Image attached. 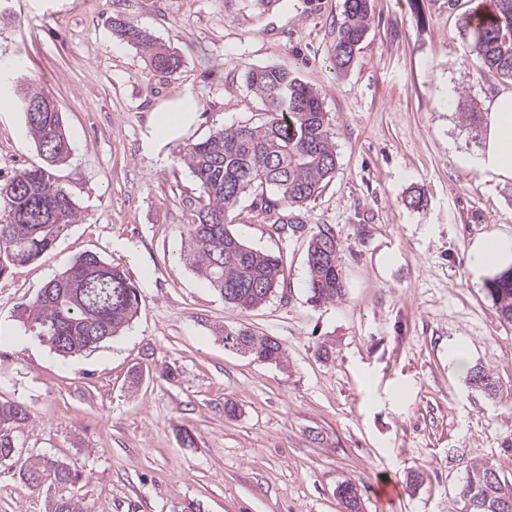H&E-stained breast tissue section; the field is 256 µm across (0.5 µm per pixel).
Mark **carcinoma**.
<instances>
[{"label":"carcinoma","instance_id":"1","mask_svg":"<svg viewBox=\"0 0 512 512\" xmlns=\"http://www.w3.org/2000/svg\"><path fill=\"white\" fill-rule=\"evenodd\" d=\"M371 15L370 0H344L332 58L336 70L346 72L363 43ZM119 32L147 55L149 67L171 74L179 56L151 34L131 23ZM460 33L471 40L479 67L512 79V0H480L460 19ZM248 89L265 107L258 124L219 128L202 141L185 145L183 153L198 182L203 202L185 225L184 260L199 271L235 308L263 305L285 282L282 256L249 247L227 225L228 213L240 199L255 194L253 207L268 223L300 224L295 211L319 194L336 168L333 133L320 93L291 75L288 68L269 65L250 69ZM50 97L36 86L20 85L17 108L23 114L42 164L14 172L0 182V275L27 264L51 250L59 236L81 217L73 195L55 178L56 168L68 162L71 147L58 108L31 111ZM339 243L328 225L317 227L308 242L306 264L311 302L320 305L343 296L338 262ZM496 313L512 322V268L487 283ZM139 293L125 271L88 252L76 257L49 280L37 296L18 306L19 321L62 357L81 354L119 334L138 314ZM224 346L262 362L285 365L287 350L276 338L249 327L224 331ZM469 381L489 395L497 392L492 375L477 367ZM31 414L19 403H0V461L14 457L16 438ZM25 481L72 486L82 474L70 464L46 456L25 459ZM469 512H512V483L485 463L468 470L461 489ZM342 512H363L354 480L336 487ZM51 512H83L75 496L61 495Z\"/></svg>","mask_w":512,"mask_h":512}]
</instances>
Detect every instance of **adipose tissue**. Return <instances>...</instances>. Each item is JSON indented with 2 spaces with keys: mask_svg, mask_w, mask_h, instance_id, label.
<instances>
[{
  "mask_svg": "<svg viewBox=\"0 0 512 512\" xmlns=\"http://www.w3.org/2000/svg\"><path fill=\"white\" fill-rule=\"evenodd\" d=\"M489 119L484 145L479 153L462 154V167L476 169L512 180V91L500 93L488 104ZM197 103L189 98L161 106L151 124L152 137L171 140L179 137L195 121ZM470 267L475 275L489 276L512 267V236L489 233L472 241L468 249Z\"/></svg>",
  "mask_w": 512,
  "mask_h": 512,
  "instance_id": "1",
  "label": "adipose tissue"
}]
</instances>
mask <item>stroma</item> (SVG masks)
<instances>
[{
  "label": "stroma",
  "mask_w": 512,
  "mask_h": 512,
  "mask_svg": "<svg viewBox=\"0 0 512 512\" xmlns=\"http://www.w3.org/2000/svg\"><path fill=\"white\" fill-rule=\"evenodd\" d=\"M470 7L371 0L366 39L340 74L344 0H0V61L62 113L72 157L56 176L81 211L53 250L0 275V402L32 415L15 461L0 462V512H48L61 495L20 479L19 461L36 454L83 471L85 512H341L346 479L364 512H467L473 463L512 481V323L468 256L478 236L512 235V182L459 165L483 137L446 107L451 96L485 107L512 80L475 67L458 29ZM118 22L174 49L180 68L149 72ZM269 64L320 92L336 170L301 209L302 232L277 233L248 196L231 212L230 230L287 269L244 312L181 258L201 191L180 148L264 120L245 74ZM186 95L195 124L151 140L153 111ZM40 162L0 90V176ZM324 224L341 243L345 295L316 305L306 253ZM86 252L123 268L141 307L119 335L64 358L16 308ZM240 325L277 338L289 368L225 348V329ZM460 344L496 396L454 371Z\"/></svg>",
  "instance_id": "stroma-1"
}]
</instances>
